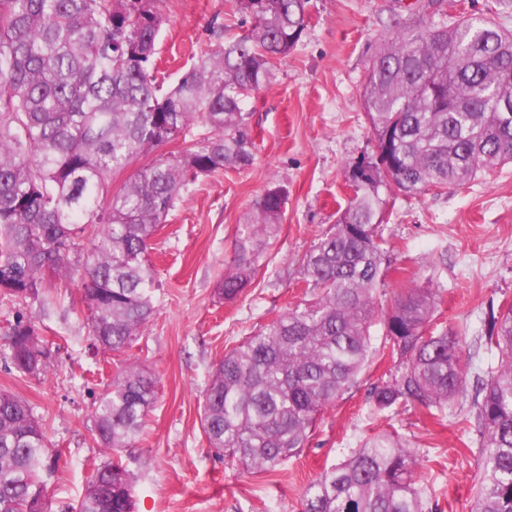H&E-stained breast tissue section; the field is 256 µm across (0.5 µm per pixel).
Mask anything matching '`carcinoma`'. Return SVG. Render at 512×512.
I'll use <instances>...</instances> for the list:
<instances>
[{
  "instance_id": "1",
  "label": "carcinoma",
  "mask_w": 512,
  "mask_h": 512,
  "mask_svg": "<svg viewBox=\"0 0 512 512\" xmlns=\"http://www.w3.org/2000/svg\"><path fill=\"white\" fill-rule=\"evenodd\" d=\"M157 0H0V296L51 299L52 281L78 278L92 346L120 356L154 315L150 240L187 185L255 157L246 102L270 81L275 61L300 42L311 0H235L248 27L193 57L170 86L153 58L166 17ZM372 57L362 87L376 151L346 167L353 191L336 223L305 254L312 299L243 338L211 372L201 424L215 453L250 471L299 455L318 415L350 390L381 324L394 360L369 400L379 412L409 404L433 416L467 390L461 336L429 326L443 289L415 286L379 316L391 242L384 195L463 186L512 163V32L482 13L428 10ZM205 133L186 148L158 149ZM147 161L113 186L114 178ZM288 198L270 183L243 217L217 288L233 302L276 240ZM496 361L475 369L470 414L480 448L475 512H512V305L474 337ZM9 359L47 377L50 350L17 322ZM157 380L138 362L118 368L91 428L109 455L75 512H134L120 451L134 446ZM51 450L40 419L0 390V512H50ZM418 449L397 432L365 439L305 488L301 512H424Z\"/></svg>"
}]
</instances>
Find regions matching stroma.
<instances>
[{
	"mask_svg": "<svg viewBox=\"0 0 512 512\" xmlns=\"http://www.w3.org/2000/svg\"><path fill=\"white\" fill-rule=\"evenodd\" d=\"M415 0H312L296 48L276 62L269 84L248 100L256 144L252 166L220 170L190 184L149 254L155 272L153 317L129 360L158 378L157 400L134 448L121 461L133 478L135 512H299L306 486L343 461L364 438L395 428L416 445L427 489L426 512H471L479 481L476 435L464 416H432L419 407L376 411L370 387L388 378L389 357L371 352L357 384L317 421L299 456L272 472L232 466L208 447L200 423L209 376L243 336L306 297L298 270L317 235L351 194L348 163L373 155L362 101L374 53L411 21ZM167 23L158 38V76L173 82L194 52L215 47L222 25H236L234 0H157ZM288 190L280 233L250 287L228 303L215 292L233 255L238 224L269 182ZM387 233L396 251L381 299L410 285L443 290L438 327L480 334L490 311L512 305V165L441 193H390ZM54 307L0 298V389L41 418L55 473L51 512L77 506L95 465L106 456L91 436L94 406L114 368L94 350L83 322L79 280L53 288ZM37 328L55 359L47 378L17 372L8 334L17 319Z\"/></svg>",
	"mask_w": 512,
	"mask_h": 512,
	"instance_id": "35a3bbf8",
	"label": "stroma"
}]
</instances>
